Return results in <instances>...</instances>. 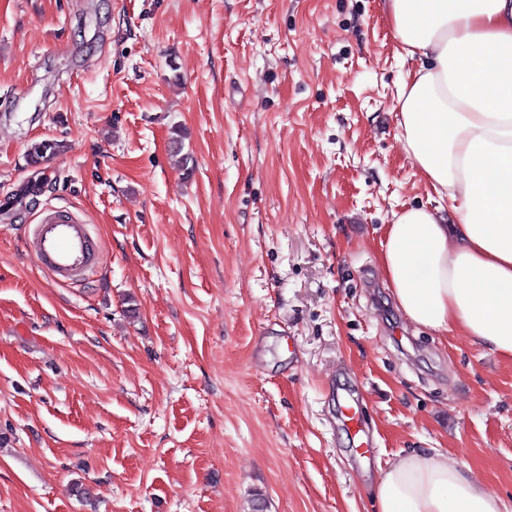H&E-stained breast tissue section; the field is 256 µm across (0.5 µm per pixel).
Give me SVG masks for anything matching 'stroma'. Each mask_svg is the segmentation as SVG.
Returning a JSON list of instances; mask_svg holds the SVG:
<instances>
[{"label":"stroma","mask_w":512,"mask_h":512,"mask_svg":"<svg viewBox=\"0 0 512 512\" xmlns=\"http://www.w3.org/2000/svg\"><path fill=\"white\" fill-rule=\"evenodd\" d=\"M410 66L381 0H0V200L66 146L0 209V512H376L431 448L512 499V362L410 325L379 269L436 201L396 139ZM49 208L99 273L26 253ZM29 225L24 230L26 251L55 283L77 282L102 264L100 244L73 214L48 209L37 224ZM340 415L348 429L357 452L367 457L371 453L372 443L363 429V420L358 404L352 400L341 406Z\"/></svg>","instance_id":"obj_1"}]
</instances>
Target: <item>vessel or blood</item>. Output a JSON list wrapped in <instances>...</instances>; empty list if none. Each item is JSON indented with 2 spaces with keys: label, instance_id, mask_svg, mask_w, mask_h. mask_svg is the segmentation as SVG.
Instances as JSON below:
<instances>
[{
  "label": "vessel or blood",
  "instance_id": "1",
  "mask_svg": "<svg viewBox=\"0 0 512 512\" xmlns=\"http://www.w3.org/2000/svg\"><path fill=\"white\" fill-rule=\"evenodd\" d=\"M24 241L27 253L61 285L83 279L102 263L100 244L92 238L85 224L64 210H48L38 223L25 228ZM340 415L357 452L368 456L372 444L363 429L358 404L351 401L342 405Z\"/></svg>",
  "mask_w": 512,
  "mask_h": 512
}]
</instances>
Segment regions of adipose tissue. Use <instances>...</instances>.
<instances>
[{
	"label": "adipose tissue",
	"instance_id": "obj_1",
	"mask_svg": "<svg viewBox=\"0 0 512 512\" xmlns=\"http://www.w3.org/2000/svg\"><path fill=\"white\" fill-rule=\"evenodd\" d=\"M413 61L397 97V140L437 194L385 225L380 269L411 324L512 361V0H382ZM451 210L454 223L443 212ZM377 512H512L440 452L390 465Z\"/></svg>",
	"mask_w": 512,
	"mask_h": 512
}]
</instances>
